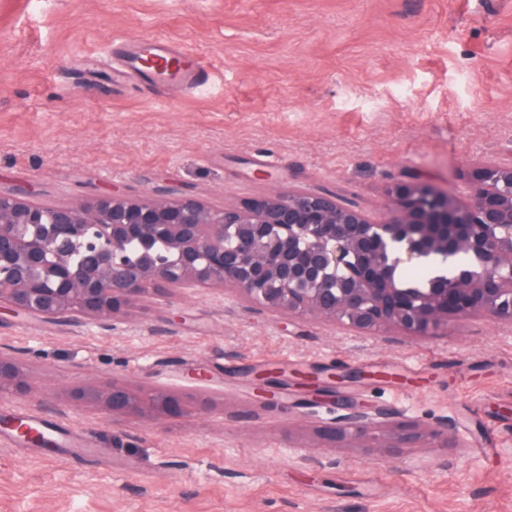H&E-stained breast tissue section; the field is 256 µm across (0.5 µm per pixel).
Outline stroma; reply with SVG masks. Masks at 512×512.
<instances>
[{
  "instance_id": "obj_1",
  "label": "stroma",
  "mask_w": 512,
  "mask_h": 512,
  "mask_svg": "<svg viewBox=\"0 0 512 512\" xmlns=\"http://www.w3.org/2000/svg\"><path fill=\"white\" fill-rule=\"evenodd\" d=\"M135 35L193 51L209 80L113 83L110 43ZM488 162L512 163V0H0L2 194L220 206L302 187L376 218L395 182L458 196ZM0 348L36 388L0 399V418L39 413L93 450L0 445V512H512L507 322L355 334L231 290L166 288L108 331L2 313ZM249 367L288 370L275 406ZM356 367L366 379L345 380ZM313 369L424 436L325 439L341 411L300 385ZM115 379L175 396L180 413L115 419L71 396ZM442 422L455 447L432 436Z\"/></svg>"
}]
</instances>
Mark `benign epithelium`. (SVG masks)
<instances>
[{"label":"benign epithelium","instance_id":"benign-epithelium-1","mask_svg":"<svg viewBox=\"0 0 512 512\" xmlns=\"http://www.w3.org/2000/svg\"><path fill=\"white\" fill-rule=\"evenodd\" d=\"M378 221L332 191L290 188L240 205L212 206L155 192L137 199L119 190L46 206L21 194L0 195V309L61 323L112 317L150 289L227 287L247 301L289 317L314 316L355 332L396 327L433 336L448 320L477 316L512 323V165L475 170L460 201L430 185L400 181ZM233 236L235 244L226 246ZM138 240L166 244L161 256L128 255ZM475 263L456 267L459 253ZM437 257L441 268L422 286L398 270ZM269 403L283 370L246 371ZM32 394L19 359L0 351V396ZM73 396L114 417L180 411L161 391L136 393L114 381L78 387ZM327 431L352 443L376 439L390 417L348 399ZM417 428L397 424L408 444Z\"/></svg>","mask_w":512,"mask_h":512}]
</instances>
